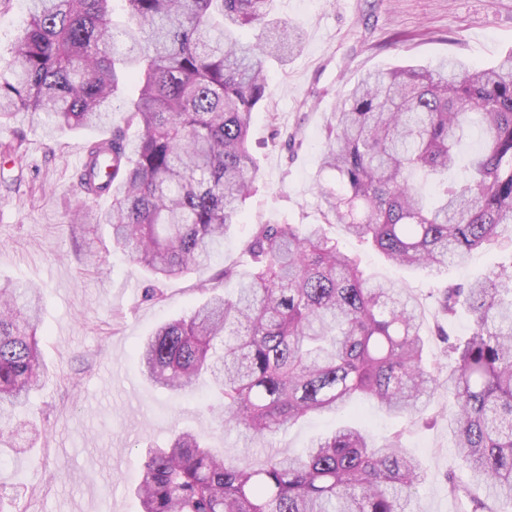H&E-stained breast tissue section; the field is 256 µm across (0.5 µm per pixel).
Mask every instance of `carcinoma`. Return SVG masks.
<instances>
[{
	"instance_id": "carcinoma-1",
	"label": "carcinoma",
	"mask_w": 512,
	"mask_h": 512,
	"mask_svg": "<svg viewBox=\"0 0 512 512\" xmlns=\"http://www.w3.org/2000/svg\"><path fill=\"white\" fill-rule=\"evenodd\" d=\"M25 0L0 127L29 121L49 139L104 130L114 99L138 84L125 127L89 141L77 174L81 220L112 227L113 247L156 283L202 274L242 223L257 162L250 120L269 87L267 63L303 43L273 18V0ZM245 28L259 30L244 41ZM137 126L132 140L127 128ZM480 146L461 178L459 148ZM112 160L101 182L100 159ZM321 224H258L237 294L210 292L188 316L137 347L146 376L174 392L204 373L221 391L224 425L266 438L363 396L410 421L440 388L423 363L413 298L375 280L324 229L339 224L399 265L441 272L512 241V53L494 66L459 59L364 74L326 128ZM108 189L109 209L87 202ZM39 289L0 283V439L42 377ZM472 316L448 342V431L466 465L448 492L466 512L512 503V265L448 288L442 316ZM427 472L394 437L378 446L342 427L301 453L228 460L194 434L148 448L142 512H410Z\"/></svg>"
}]
</instances>
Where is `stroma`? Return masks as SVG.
Here are the masks:
<instances>
[{
    "instance_id": "1",
    "label": "stroma",
    "mask_w": 512,
    "mask_h": 512,
    "mask_svg": "<svg viewBox=\"0 0 512 512\" xmlns=\"http://www.w3.org/2000/svg\"><path fill=\"white\" fill-rule=\"evenodd\" d=\"M275 0L277 18L304 33L303 45L284 65H272L268 94L252 113L250 145L258 164L256 193L242 224L224 244L214 269L233 268L219 282L231 296L247 270L243 249L258 224H318L319 176L326 125L335 105L366 72L407 64L432 65L456 56L481 66L512 50V0ZM23 0H0V69L8 70L12 44L24 25ZM299 142L286 146L284 132ZM85 131L61 133L46 143L38 125L24 129L19 192L0 186V279L40 288L38 330L46 365L43 386L24 413L32 431L0 449V502L8 512H141L133 492L146 447L167 444L188 430L228 458L263 461L296 454L313 439L351 423L377 442L400 435L406 451L423 461L427 479L413 512H462L448 492V478L463 463L448 434V393L438 390L423 420L409 424L375 403L357 401L351 411L306 417L286 431L259 439L225 428L220 400L209 377L174 394L144 376L135 345L162 322L188 315L204 299L200 277L163 283L164 298L146 296L150 275L112 247L108 225L76 221L72 212ZM341 250L358 257L377 279L395 282L421 305L429 363L448 379L446 346L436 295L512 260V249L473 253L462 265L430 275L389 263L371 244L327 226Z\"/></svg>"
}]
</instances>
